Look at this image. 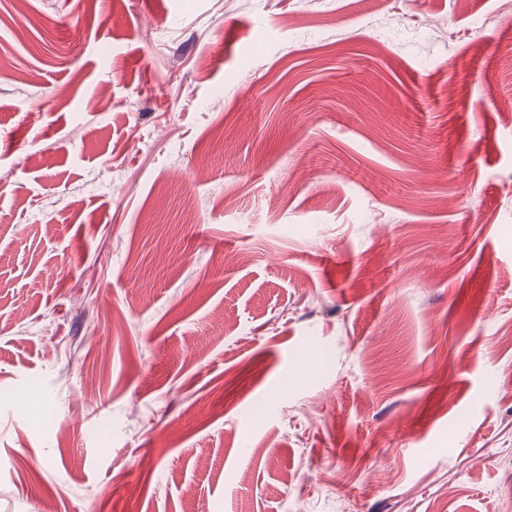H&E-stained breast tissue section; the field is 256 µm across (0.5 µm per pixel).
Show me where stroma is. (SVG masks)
Here are the masks:
<instances>
[{
	"label": "stroma",
	"mask_w": 512,
	"mask_h": 512,
	"mask_svg": "<svg viewBox=\"0 0 512 512\" xmlns=\"http://www.w3.org/2000/svg\"><path fill=\"white\" fill-rule=\"evenodd\" d=\"M509 486L512 0H0V512Z\"/></svg>",
	"instance_id": "1"
}]
</instances>
